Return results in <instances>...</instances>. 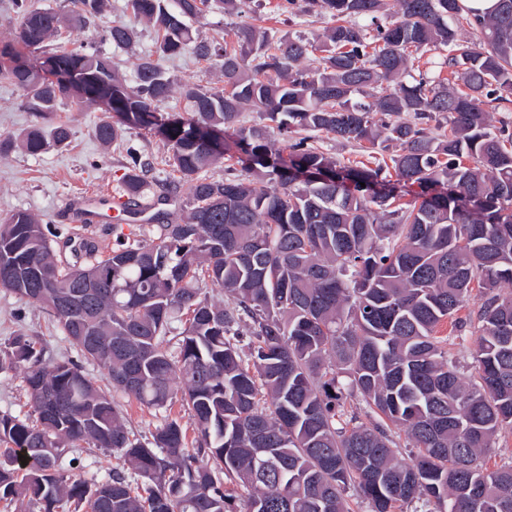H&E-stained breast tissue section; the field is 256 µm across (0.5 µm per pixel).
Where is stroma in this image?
Instances as JSON below:
<instances>
[{
	"label": "stroma",
	"instance_id": "1",
	"mask_svg": "<svg viewBox=\"0 0 512 512\" xmlns=\"http://www.w3.org/2000/svg\"><path fill=\"white\" fill-rule=\"evenodd\" d=\"M284 0H250L244 13L225 15L210 13L191 21L196 37L209 41H224L236 26L252 23L267 30L270 37L321 34L329 20L320 16L289 18L283 7ZM125 23L131 25L136 39L131 47L118 48L102 39L107 26ZM89 44L110 57L123 75H131L139 58L155 53L157 34L143 21L133 20L126 8V0H106L102 16L86 27L65 32L50 42V50ZM159 64L172 78L176 87L171 96L157 105L158 112L174 114L183 111L185 103L178 91L185 83L219 87L223 76L217 66L197 59L191 52L176 57H159ZM25 88L0 76V138H19L36 125L37 119L25 107ZM101 115L97 103L74 105L72 101L61 104L53 115L54 121L67 123L71 136L66 146L51 147L33 155L22 147H14L0 155V215L23 210L32 214L40 224L55 228H72L80 238L94 239L101 255H108L117 232L147 236L145 224L125 222L108 224H71L66 211L70 198L83 194L103 196L115 190L122 176L130 149H137L152 165L154 191L176 181L178 173L164 162L165 150L158 138L142 130H129L111 145H102L93 134V125ZM23 333L46 342L57 358L70 356L68 342L55 325L52 317L42 308L18 298L0 288V343L11 336Z\"/></svg>",
	"mask_w": 512,
	"mask_h": 512
}]
</instances>
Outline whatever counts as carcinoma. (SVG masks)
<instances>
[{"mask_svg": "<svg viewBox=\"0 0 512 512\" xmlns=\"http://www.w3.org/2000/svg\"><path fill=\"white\" fill-rule=\"evenodd\" d=\"M77 2L65 15L12 0L15 43L0 48V75L42 119L70 98L52 75L86 76L88 101L110 91L94 136L158 137L180 174L165 193L185 198L188 214L155 211L149 239L120 233L105 258L84 239L76 256L89 264L66 267L30 213L0 220V288L45 308L77 353L55 359L25 335L0 343V373H20L30 401L22 416L0 413L5 507L348 512L352 488L371 512L416 500L433 512H512V463L480 462L512 429V120L494 126L483 109L512 110V0L487 15L459 0H396L384 21L386 0H286L332 25L274 41L242 24L224 45L195 39L187 20L239 14L245 0H127L156 29L158 53L190 49L224 76L221 89L182 85L186 115L167 117L154 104L173 82L151 58L129 82L91 46L46 51L103 9ZM450 19L480 41L460 40ZM105 39L125 47L132 29L113 24ZM438 46L448 48L439 71L411 75L413 55ZM247 107L259 117L248 127ZM321 133L388 158L339 162L314 145ZM68 138L63 124L35 125L20 143L39 154ZM129 158L120 189L134 213L149 202L151 164ZM225 160L223 179L206 177ZM475 289L476 316H460ZM448 320L475 336L468 381L438 335ZM116 393L158 412L180 395L193 443L169 417L152 440L131 438ZM353 396L381 421L344 420ZM393 427L416 448L409 463ZM79 442L123 467L70 474L62 459Z\"/></svg>", "mask_w": 512, "mask_h": 512, "instance_id": "carcinoma-1", "label": "carcinoma"}]
</instances>
